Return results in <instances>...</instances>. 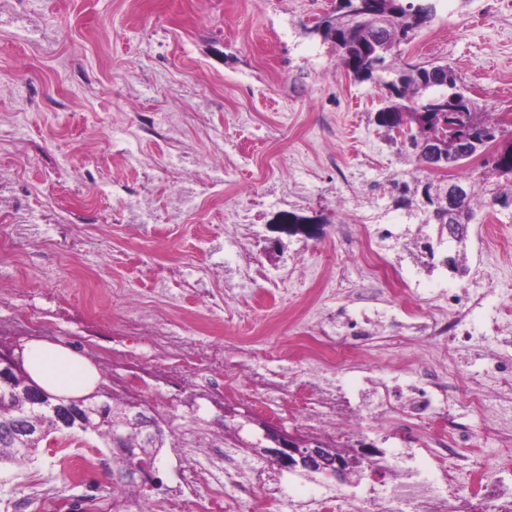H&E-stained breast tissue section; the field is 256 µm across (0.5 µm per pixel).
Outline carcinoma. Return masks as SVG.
<instances>
[{
	"mask_svg": "<svg viewBox=\"0 0 512 512\" xmlns=\"http://www.w3.org/2000/svg\"><path fill=\"white\" fill-rule=\"evenodd\" d=\"M439 0H336L333 10L318 18L310 33L334 43L340 62L357 82H373L387 91L386 105L379 110L378 126L387 132L414 141L435 136L444 145V159L435 163L413 151L420 165H437L448 170L460 166L458 148L467 142L469 156L480 155L482 166L490 175L505 179L509 189L491 193L488 206L512 207V148L497 154L492 142H485L486 133L503 136L504 123L480 112L473 100L457 86L454 70L446 64L410 63L398 60L395 50L410 44L417 32L437 15ZM464 198L458 202L444 199L448 180L439 178L423 185L422 195L430 211L422 223L434 222L439 232L451 226L458 228L457 244L467 237L468 224L474 216L472 198L474 185L456 182ZM27 383L17 378L11 385L0 386V423L19 417L17 408L24 402ZM130 415L124 399L113 398L108 416L123 421ZM32 432L26 436L20 451L12 442L0 438V463L28 459L47 440L51 431H43L40 416L26 417Z\"/></svg>",
	"mask_w": 512,
	"mask_h": 512,
	"instance_id": "carcinoma-1",
	"label": "carcinoma"
}]
</instances>
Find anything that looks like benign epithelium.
Wrapping results in <instances>:
<instances>
[{
  "label": "benign epithelium",
  "instance_id": "benign-epithelium-1",
  "mask_svg": "<svg viewBox=\"0 0 512 512\" xmlns=\"http://www.w3.org/2000/svg\"><path fill=\"white\" fill-rule=\"evenodd\" d=\"M25 374L23 370L22 353H14L7 349L0 353V383L8 384L15 377ZM27 407L24 411H35L40 414L42 420L47 423L49 430L83 429L91 426V417L95 411H104L108 407L105 398L110 396V391L102 389L96 397L101 403L91 408L79 400L50 402V396L32 383H27ZM265 438L273 443L271 447H261L255 452L262 457L271 460L282 469L295 470L300 468L308 472L329 470L340 480L348 479L352 473L351 464L338 458V451L334 444L306 439L299 434L285 433L275 427L263 426ZM155 433L146 434L142 441L133 444L129 441L125 427L116 425L110 430V442L112 459L123 461L126 468L119 475L128 481L136 480L142 474L141 467L137 464V458L145 454V447L153 445Z\"/></svg>",
  "mask_w": 512,
  "mask_h": 512
}]
</instances>
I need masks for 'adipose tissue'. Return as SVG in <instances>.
I'll use <instances>...</instances> for the list:
<instances>
[{"label":"adipose tissue","instance_id":"obj_1","mask_svg":"<svg viewBox=\"0 0 512 512\" xmlns=\"http://www.w3.org/2000/svg\"><path fill=\"white\" fill-rule=\"evenodd\" d=\"M23 364L35 384L65 400L91 394L100 381L94 365L80 352L46 340L25 345Z\"/></svg>","mask_w":512,"mask_h":512}]
</instances>
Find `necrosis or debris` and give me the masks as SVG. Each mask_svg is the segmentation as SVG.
Instances as JSON below:
<instances>
[{
  "label": "necrosis or debris",
  "mask_w": 512,
  "mask_h": 512,
  "mask_svg": "<svg viewBox=\"0 0 512 512\" xmlns=\"http://www.w3.org/2000/svg\"><path fill=\"white\" fill-rule=\"evenodd\" d=\"M397 310L412 319L420 367L410 385L415 399L409 407L411 419L428 421L440 445L431 468L418 466L417 451H395L381 466L385 478L366 497L342 490L326 489L320 494L293 499L281 481L273 479L264 467L239 456L231 445L201 447L183 445L180 453L188 463L180 471L182 491H175L151 502V512H462L473 499L481 500L482 512H502L498 497L485 485L487 467L471 447V429L458 421L455 406L486 412L491 427L512 426V414L486 408L483 391L459 400L448 387L446 370L450 346L468 340L466 317L473 305L469 295L454 288L441 289L431 314L421 315L418 285L402 289ZM150 330L154 355L139 359L123 348L124 341L112 337L106 364L111 370L112 393L119 397L133 391L134 380L147 377L153 385L173 387L190 380L205 384L218 396L236 395L238 384L248 379L251 368L246 360L225 356L223 349L169 336L145 321L128 326L129 335ZM263 391L252 397L253 406L265 407V395H280L279 410L332 434L359 420L378 421L395 414L388 381L367 376L361 388L346 398L345 412L336 410V387L328 379L312 385H297L286 393L276 373L261 381Z\"/></svg>",
  "instance_id": "obj_1"
}]
</instances>
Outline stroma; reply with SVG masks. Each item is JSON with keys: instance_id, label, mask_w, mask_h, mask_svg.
Listing matches in <instances>:
<instances>
[{"instance_id": "obj_1", "label": "stroma", "mask_w": 512, "mask_h": 512, "mask_svg": "<svg viewBox=\"0 0 512 512\" xmlns=\"http://www.w3.org/2000/svg\"><path fill=\"white\" fill-rule=\"evenodd\" d=\"M334 0H0V238L13 253L14 302L36 284L46 338L86 335L58 319L71 305L121 335L153 300L165 332L200 339L233 355L256 351L291 381L304 382L326 352L318 320L352 296L370 294L365 271L344 247L342 224L391 230L383 257L397 276L417 279L425 299L437 282L480 296L469 311L471 339L448 365L460 398L483 387L492 404L512 399L489 370L512 360V339L492 321L512 310V208L477 206L464 245L439 242L420 211L398 207L401 183L428 180L398 141L377 126L384 89L357 83L332 42L309 35ZM405 59L448 64L480 106L512 119V0H441L435 19L402 46ZM320 218L317 239L274 231L279 214ZM80 250H55L61 236ZM436 246L426 253V243ZM464 249L465 269L435 258ZM386 328L363 362L335 368L337 385L394 376L413 363ZM142 403L167 438L151 472L155 495L175 479L173 446L188 435L263 441L245 408L215 404L186 389ZM477 433L492 487L512 502V450L483 435L482 414H466ZM374 446L380 455L425 446L402 421L356 425L337 447ZM90 449L104 469L96 485L112 491V454L95 434L49 436L32 460L0 465V512H43L36 485L61 503L75 490L58 451Z\"/></svg>"}]
</instances>
